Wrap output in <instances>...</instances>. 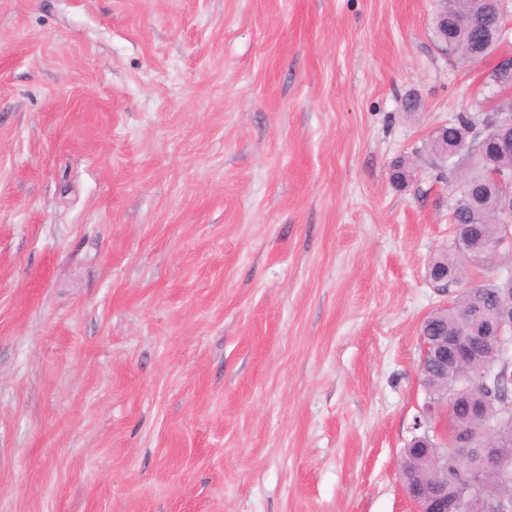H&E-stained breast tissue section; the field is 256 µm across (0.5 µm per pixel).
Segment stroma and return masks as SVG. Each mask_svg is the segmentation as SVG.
<instances>
[{
    "label": "stroma",
    "instance_id": "stroma-1",
    "mask_svg": "<svg viewBox=\"0 0 512 512\" xmlns=\"http://www.w3.org/2000/svg\"><path fill=\"white\" fill-rule=\"evenodd\" d=\"M437 9L0 0V512H412Z\"/></svg>",
    "mask_w": 512,
    "mask_h": 512
}]
</instances>
